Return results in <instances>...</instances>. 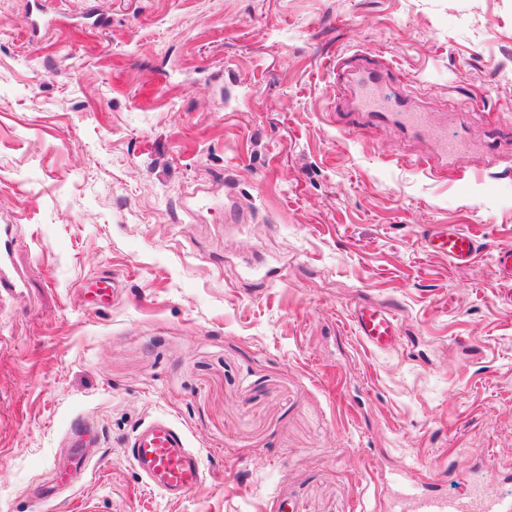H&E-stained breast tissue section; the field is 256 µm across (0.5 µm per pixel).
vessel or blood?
<instances>
[{
  "instance_id": "1",
  "label": "vessel or blood",
  "mask_w": 512,
  "mask_h": 512,
  "mask_svg": "<svg viewBox=\"0 0 512 512\" xmlns=\"http://www.w3.org/2000/svg\"><path fill=\"white\" fill-rule=\"evenodd\" d=\"M390 69L367 63L352 73L349 82L357 91L356 103L343 114L345 131L361 130L363 121L385 123L410 134H431L436 130L434 114L409 97L378 102L371 94L392 80ZM429 252L444 255L456 264H466L480 251L477 235L457 225H436L424 235ZM494 266L504 282L501 299L512 303V245L494 251ZM356 336L377 351H389L401 344V329L394 313L385 307L361 306L351 315ZM99 425L91 417H73L64 434L70 448L65 464L53 465L41 481L44 492L71 489L92 471L97 462L93 448ZM126 453L151 489L170 499H181L202 483L198 454L189 448L187 435L174 421L156 418L142 424L127 444ZM438 475L428 471L418 479L400 484L398 499L408 503L410 512H512V500L478 492L468 501L450 499L436 492Z\"/></svg>"
}]
</instances>
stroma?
I'll use <instances>...</instances> for the list:
<instances>
[{
  "instance_id": "obj_1",
  "label": "stroma",
  "mask_w": 512,
  "mask_h": 512,
  "mask_svg": "<svg viewBox=\"0 0 512 512\" xmlns=\"http://www.w3.org/2000/svg\"><path fill=\"white\" fill-rule=\"evenodd\" d=\"M0 0V512H383L379 479L436 468L439 490L512 499V0ZM392 66L466 134L344 133L336 58ZM436 224L483 243L426 250ZM118 283L99 303L87 287ZM390 308L401 347L350 327ZM99 469L34 494L72 417ZM156 417L196 449L172 500L125 454ZM429 252L448 256L455 264H466L476 258L480 252L478 236L457 225H436L424 235ZM494 266L503 279L504 286L501 299L507 304L512 303V245H501L494 251Z\"/></svg>"
}]
</instances>
